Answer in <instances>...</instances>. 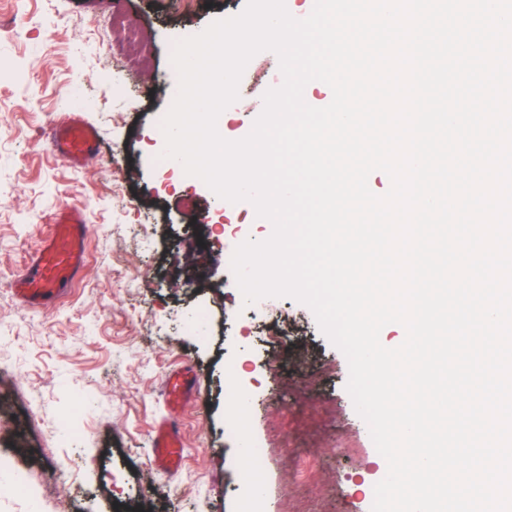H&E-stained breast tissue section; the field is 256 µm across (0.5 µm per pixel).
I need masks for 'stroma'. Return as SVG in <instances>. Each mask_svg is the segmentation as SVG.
<instances>
[{"label": "stroma", "instance_id": "35a3bbf8", "mask_svg": "<svg viewBox=\"0 0 512 512\" xmlns=\"http://www.w3.org/2000/svg\"><path fill=\"white\" fill-rule=\"evenodd\" d=\"M246 0H0V444L86 512H371L387 474L346 390L344 354L290 297L245 304L229 263L269 234L247 201L220 199L160 162L159 120L178 85L171 52ZM275 53L246 67L224 136L249 134L279 86ZM79 92L101 152L84 169L49 149V126ZM88 225L82 280L43 309L11 282L61 205ZM209 314L205 332L193 314ZM194 386L170 408L162 382ZM247 397V425L233 403ZM177 415L184 446L171 471L153 440ZM263 446L262 494L239 477L242 444Z\"/></svg>", "mask_w": 512, "mask_h": 512}]
</instances>
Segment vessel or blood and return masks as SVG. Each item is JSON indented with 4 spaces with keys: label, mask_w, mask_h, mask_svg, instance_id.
Returning a JSON list of instances; mask_svg holds the SVG:
<instances>
[{
    "label": "vessel or blood",
    "mask_w": 512,
    "mask_h": 512,
    "mask_svg": "<svg viewBox=\"0 0 512 512\" xmlns=\"http://www.w3.org/2000/svg\"><path fill=\"white\" fill-rule=\"evenodd\" d=\"M47 139L52 151L72 166L93 160L100 147L99 134L86 122L81 110H74L61 122L52 124ZM87 225L81 209L65 204L55 215L54 229L42 238L39 247L12 285L20 303L38 308L64 296L81 277L86 266ZM155 449L169 460L183 454L177 417L164 420L155 440Z\"/></svg>",
    "instance_id": "b4317fda"
}]
</instances>
